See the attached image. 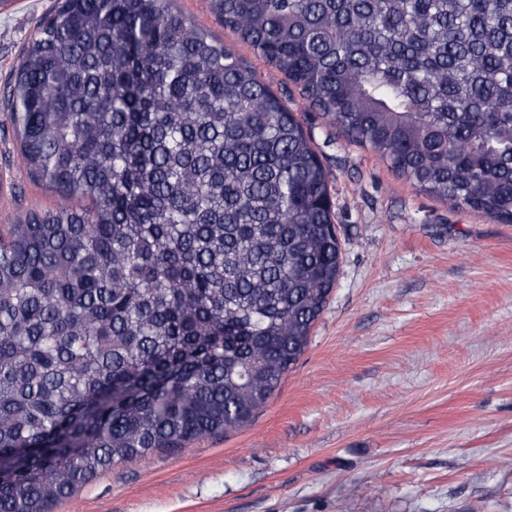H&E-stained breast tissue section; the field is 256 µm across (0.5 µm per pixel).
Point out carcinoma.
<instances>
[{"instance_id":"carcinoma-1","label":"carcinoma","mask_w":512,"mask_h":512,"mask_svg":"<svg viewBox=\"0 0 512 512\" xmlns=\"http://www.w3.org/2000/svg\"><path fill=\"white\" fill-rule=\"evenodd\" d=\"M346 140L512 224V0H210ZM4 111L59 204L0 234V512L250 424L342 252L304 126L172 0H55Z\"/></svg>"}]
</instances>
